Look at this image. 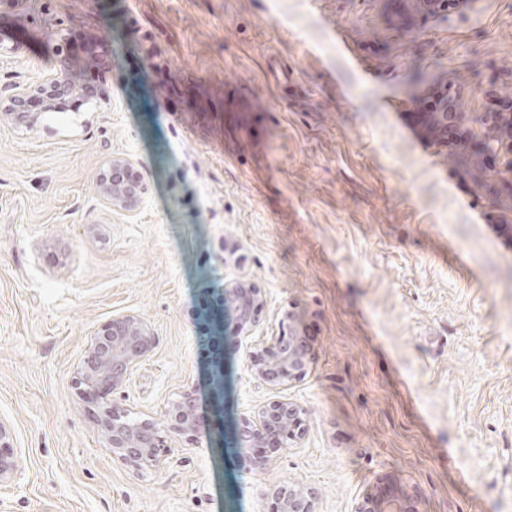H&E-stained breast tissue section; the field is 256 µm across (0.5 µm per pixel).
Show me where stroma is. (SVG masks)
<instances>
[{
	"instance_id": "1",
	"label": "stroma",
	"mask_w": 512,
	"mask_h": 512,
	"mask_svg": "<svg viewBox=\"0 0 512 512\" xmlns=\"http://www.w3.org/2000/svg\"><path fill=\"white\" fill-rule=\"evenodd\" d=\"M113 58L104 93L17 123L1 107L56 69L60 29ZM0 422L19 468L0 512H271L269 485L353 512L378 478L423 512H512V193L448 158L412 107L438 81L482 131L512 96V0L426 21L398 0H20L0 15ZM123 159L147 192L111 205ZM264 305L224 357V426L286 399L302 437L264 472L210 441L156 470L113 459L75 372L91 334L134 315L154 346L111 398L162 420L208 413L204 289ZM306 375L251 369L285 317ZM96 186L112 206L135 208L147 191L140 172L129 162L113 159L96 177Z\"/></svg>"
}]
</instances>
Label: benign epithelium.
<instances>
[{
	"instance_id": "1",
	"label": "benign epithelium",
	"mask_w": 512,
	"mask_h": 512,
	"mask_svg": "<svg viewBox=\"0 0 512 512\" xmlns=\"http://www.w3.org/2000/svg\"><path fill=\"white\" fill-rule=\"evenodd\" d=\"M404 10L422 18L448 14V0H402ZM58 69L35 89L22 88L14 94L8 111L18 118L29 117L34 95L44 102L70 96L93 98L97 89L80 84V69L66 52L58 53ZM434 142L448 151L457 143L452 129L466 122L457 101L448 98V84L435 86L429 95L415 100ZM482 152L498 159L502 169L512 173V139L495 131L478 137ZM96 186L112 206L132 209L147 191L140 172L129 162L114 159L96 177ZM208 311L209 344L216 346L210 355L211 389L214 411L208 418L197 413L194 391H186L166 412V423L152 420L134 422L126 410L107 402L102 414L92 412L100 425L106 447L118 459L135 466H157L170 450L168 441L179 436L195 440L202 436L214 441L224 439V344L229 336L246 333L263 306L261 290L239 282L229 288H213ZM154 336L140 318L121 315L103 324L90 337L85 356L77 370V390L84 398H106L120 388L132 369L151 351ZM312 362V350L292 326L271 338L252 358V370L275 386L287 385L306 375ZM304 430L303 410L296 404L275 399L252 419L239 423L232 447L249 460L256 470L266 468L273 454L299 439ZM18 466L11 451L9 432L0 422V484L9 481ZM266 494L273 500L274 512H317L318 493L300 482L276 483ZM397 504L396 512H421L418 491L387 477L379 479L377 490L364 496L354 512H385L388 504Z\"/></svg>"
}]
</instances>
